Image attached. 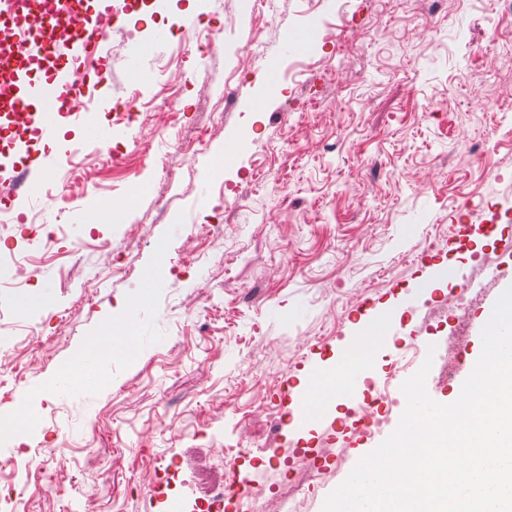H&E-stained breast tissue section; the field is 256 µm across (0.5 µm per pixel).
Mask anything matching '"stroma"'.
I'll return each instance as SVG.
<instances>
[{"mask_svg":"<svg viewBox=\"0 0 512 512\" xmlns=\"http://www.w3.org/2000/svg\"><path fill=\"white\" fill-rule=\"evenodd\" d=\"M213 12L212 0H143L121 16L90 96L118 102L136 89L153 105L175 90L179 111L144 114L121 137L124 155L104 166L91 165L100 148L86 130L111 118L60 119L32 147L36 197L0 196L17 221L0 224V243L41 271L34 285L0 292L16 365L0 421L19 404L37 418L22 447L0 439V459L13 461L0 485L16 490L0 512H167L172 492L157 470L170 463L194 512L224 486L222 446L249 435L279 450L272 462L238 460L241 477L272 495L270 512H289L276 494L301 447L328 473L295 499L301 512H324L369 445L330 414L305 429L282 422L284 391L339 362L366 316L388 311L410 372L431 361L427 381L452 404L482 342L472 330L458 337L440 268L453 258L471 278L474 321L512 287V274L480 267L487 258L512 271V57L490 47L512 37V0H260L202 57L196 39ZM270 54L273 73L256 69ZM241 65L249 81L238 80ZM436 95L447 100L439 112ZM462 192L498 215L474 252L458 250L465 229L451 200ZM217 224L237 237L216 235ZM189 238L200 265L175 274ZM107 259L116 271L90 281ZM152 283L160 291L148 292ZM412 295L420 314L406 306ZM120 315L128 340L102 381L48 393ZM416 336L434 353L415 348ZM452 349L463 366L448 382ZM51 439L68 448L64 466ZM33 457L54 482L28 470Z\"/></svg>","mask_w":512,"mask_h":512,"instance_id":"1","label":"stroma"}]
</instances>
